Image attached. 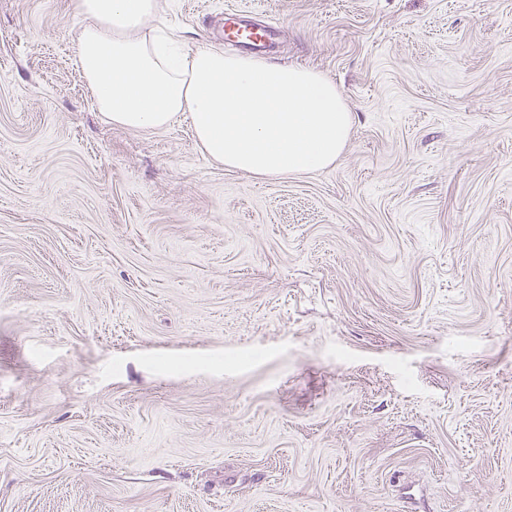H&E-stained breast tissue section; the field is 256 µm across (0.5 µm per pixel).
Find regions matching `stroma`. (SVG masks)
<instances>
[{
  "instance_id": "stroma-1",
  "label": "stroma",
  "mask_w": 512,
  "mask_h": 512,
  "mask_svg": "<svg viewBox=\"0 0 512 512\" xmlns=\"http://www.w3.org/2000/svg\"><path fill=\"white\" fill-rule=\"evenodd\" d=\"M331 79L329 167L107 123L0 0V512H512V0H159ZM239 12L241 10L229 9L225 13L224 38L251 51L270 47L278 26L271 21L253 23Z\"/></svg>"
}]
</instances>
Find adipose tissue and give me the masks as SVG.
<instances>
[{
	"mask_svg": "<svg viewBox=\"0 0 512 512\" xmlns=\"http://www.w3.org/2000/svg\"><path fill=\"white\" fill-rule=\"evenodd\" d=\"M73 4L86 19L75 55L107 122L161 130L187 118L208 157L260 178L320 170L342 154L351 114L322 73L160 40L157 0Z\"/></svg>",
	"mask_w": 512,
	"mask_h": 512,
	"instance_id": "ef3b65f1",
	"label": "adipose tissue"
}]
</instances>
